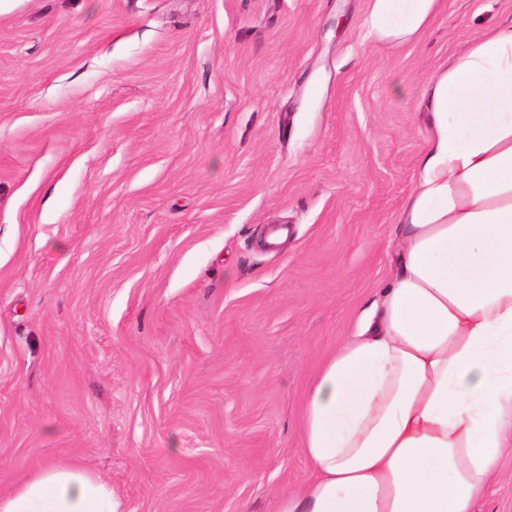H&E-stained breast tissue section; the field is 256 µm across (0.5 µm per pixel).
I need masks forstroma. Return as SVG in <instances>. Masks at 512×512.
Masks as SVG:
<instances>
[{
	"mask_svg": "<svg viewBox=\"0 0 512 512\" xmlns=\"http://www.w3.org/2000/svg\"><path fill=\"white\" fill-rule=\"evenodd\" d=\"M369 0H0V492L48 460L124 512H272L307 385L393 266L430 76ZM287 225V240L266 237Z\"/></svg>",
	"mask_w": 512,
	"mask_h": 512,
	"instance_id": "stroma-1",
	"label": "stroma"
}]
</instances>
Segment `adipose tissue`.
Segmentation results:
<instances>
[{
	"label": "adipose tissue",
	"mask_w": 512,
	"mask_h": 512,
	"mask_svg": "<svg viewBox=\"0 0 512 512\" xmlns=\"http://www.w3.org/2000/svg\"><path fill=\"white\" fill-rule=\"evenodd\" d=\"M439 6L369 0L364 27L405 43ZM428 92L394 273L310 381V474L273 512H476L512 450V24L470 40ZM0 512L124 510L107 481L48 461Z\"/></svg>",
	"instance_id": "adipose-tissue-1"
}]
</instances>
